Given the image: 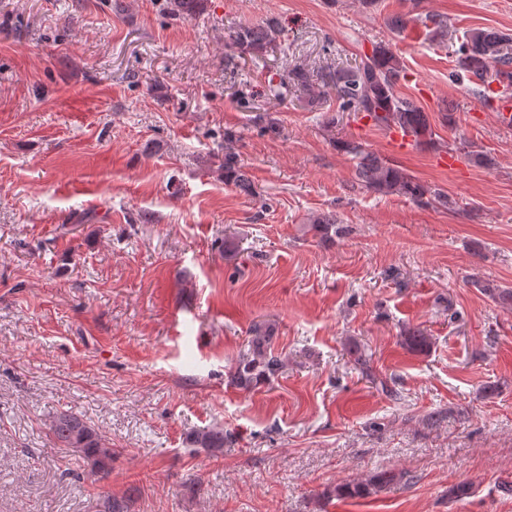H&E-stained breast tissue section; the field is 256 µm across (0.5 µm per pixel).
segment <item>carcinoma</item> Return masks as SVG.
Here are the masks:
<instances>
[{
  "label": "carcinoma",
  "mask_w": 512,
  "mask_h": 512,
  "mask_svg": "<svg viewBox=\"0 0 512 512\" xmlns=\"http://www.w3.org/2000/svg\"><path fill=\"white\" fill-rule=\"evenodd\" d=\"M206 0H167L166 12L184 19H195L203 14ZM420 21L429 29L431 37L448 36V19L440 15H427L415 19L396 15L390 27L396 33L404 32L408 25ZM284 36V26L276 17L255 25H241L230 35L235 49L241 54L259 55L278 47ZM457 67L480 83L486 99L494 98L497 84L505 89L512 87V35L500 31L473 29L455 50ZM288 82L304 91L311 101L334 96L338 111L352 112L370 120L375 127L388 130L398 127L414 143L439 148L429 117L414 101L398 92L401 82L408 80V72L399 58L386 46L378 45L354 67L327 63L317 67L294 64L287 69ZM339 147L351 157L357 180L376 192L399 194L415 202L453 206L448 195L431 190L416 181L410 174L386 157L369 151L351 141L339 142ZM220 167L224 180L234 184L240 192H252L249 178L243 171L239 155L224 149ZM249 350L240 355L233 366L232 381L237 388L250 391L262 382L279 374L282 360L271 351L270 330L260 325L252 328ZM405 341L414 351H424L430 345L429 337L418 328L404 330ZM49 431L53 439L65 448H77L82 459L92 468L108 475L112 462V448L90 422L69 412L60 411L53 416ZM186 443L191 448L216 451L224 448V428L208 427L191 432ZM390 470L375 472L368 482L341 485L336 488L339 498H352L370 494L394 480L404 478Z\"/></svg>",
  "instance_id": "carcinoma-1"
}]
</instances>
